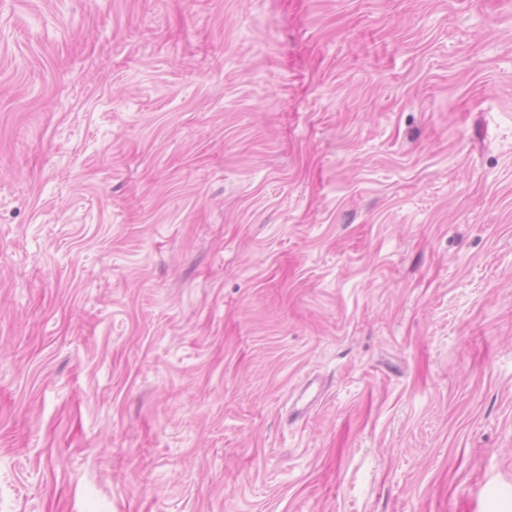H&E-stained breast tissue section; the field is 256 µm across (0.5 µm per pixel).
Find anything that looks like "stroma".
<instances>
[{"mask_svg":"<svg viewBox=\"0 0 512 512\" xmlns=\"http://www.w3.org/2000/svg\"><path fill=\"white\" fill-rule=\"evenodd\" d=\"M0 512H512V0H0Z\"/></svg>","mask_w":512,"mask_h":512,"instance_id":"stroma-1","label":"stroma"}]
</instances>
